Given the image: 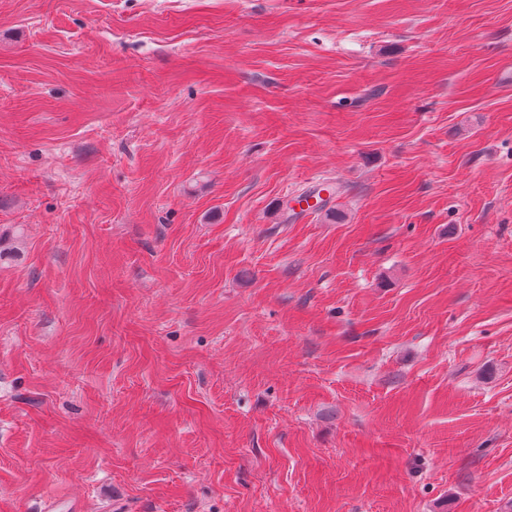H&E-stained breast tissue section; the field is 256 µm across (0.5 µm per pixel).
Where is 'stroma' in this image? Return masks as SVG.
<instances>
[{"label":"stroma","mask_w":512,"mask_h":512,"mask_svg":"<svg viewBox=\"0 0 512 512\" xmlns=\"http://www.w3.org/2000/svg\"><path fill=\"white\" fill-rule=\"evenodd\" d=\"M507 68L512 0H0V512H512Z\"/></svg>","instance_id":"35a3bbf8"}]
</instances>
